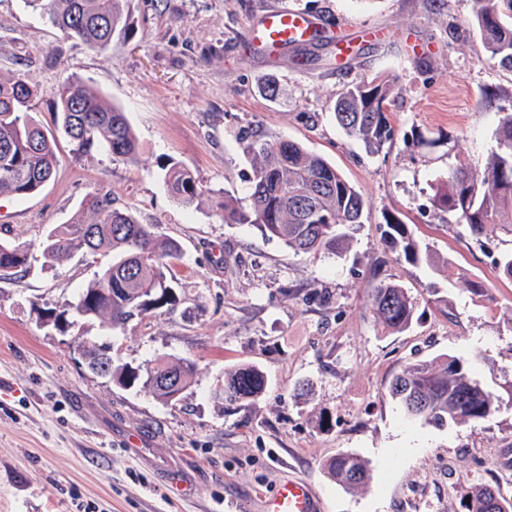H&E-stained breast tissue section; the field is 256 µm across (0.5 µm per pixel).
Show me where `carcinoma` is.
Instances as JSON below:
<instances>
[{"mask_svg":"<svg viewBox=\"0 0 512 512\" xmlns=\"http://www.w3.org/2000/svg\"><path fill=\"white\" fill-rule=\"evenodd\" d=\"M26 7L47 16L64 35L77 38L101 54L114 35L125 29V0H24ZM474 21L487 57L512 69V0H475ZM392 84L375 77L349 85L334 101L336 122L345 132L377 151L391 137L385 115ZM34 87L28 74L16 69L0 75V198H24L36 193L55 172L56 143L32 115ZM59 129L81 146L101 142L116 157L134 162L141 151L126 113L104 101L91 84L65 80L55 104ZM497 149L487 161L448 173L435 188V206L457 215L474 236L499 229L512 236V101L498 112ZM251 157L248 176L249 207L241 209L226 196L215 200L226 224H254L268 238L281 241L296 254H324L340 258L350 231L363 223L367 208L362 194L326 159L294 141L261 135L249 129L242 136ZM169 192L187 206L202 200L203 186L194 175L172 164L164 174ZM388 243L410 263H431L421 246L399 221L387 222ZM76 251L104 253L112 263L79 289L73 308L81 315L101 318L122 328L133 317H145L173 302L168 279L170 265L182 255L172 239L159 235L152 224H141L128 211L112 207V196L99 190L87 193L80 216L48 232L42 241L46 263ZM31 254L20 244L0 242V272L27 270ZM369 311L387 331H403L415 315L406 289L394 281L373 288ZM170 372L181 375L180 390L192 383L193 362L157 360L140 369L142 381L154 397L172 402L161 384ZM268 381L254 365L241 366L224 376V391L216 398L229 403L255 399ZM390 394L407 413L437 427L484 420L496 413L501 399L474 377L471 363L445 355L408 365L390 383ZM329 474L348 488L369 480L367 462L351 452H339L327 465ZM494 490L479 488L466 504L467 512H488Z\"/></svg>","mask_w":512,"mask_h":512,"instance_id":"carcinoma-1","label":"carcinoma"}]
</instances>
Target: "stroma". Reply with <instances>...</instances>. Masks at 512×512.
<instances>
[{
  "instance_id": "1",
  "label": "stroma",
  "mask_w": 512,
  "mask_h": 512,
  "mask_svg": "<svg viewBox=\"0 0 512 512\" xmlns=\"http://www.w3.org/2000/svg\"><path fill=\"white\" fill-rule=\"evenodd\" d=\"M276 6L315 16L319 39L272 56L250 50V24ZM474 11V0H130L125 31L100 54L24 0H0V71L23 62L35 119L55 130L58 88L79 79L126 113L142 145L132 164L58 136L52 180L0 199V241L32 254L27 271L0 278V512H76L79 501L95 512H236L235 502L271 496L291 475L309 481L323 512H466L477 485L512 497V280L496 270L512 237H473L432 201L450 170L491 155L497 112L512 99V70L486 57ZM362 24L388 35L339 56L337 42ZM378 75L394 84L393 135L372 153L331 105ZM250 122L321 155L362 193L368 207L343 257L290 253L213 207L226 194L249 204L237 131ZM171 163L209 198L188 207L172 197ZM94 189L179 242L177 301L122 329L73 313L59 330L40 310L73 302L110 259L79 252L47 267L41 243ZM390 217L435 263H408L386 246ZM477 279L480 296L467 286ZM383 280L416 303L405 330L384 331L369 312ZM89 340L116 365L189 359L195 380L161 404L88 370L79 347ZM442 354L472 362L502 397L498 412L443 428L406 414L391 379ZM241 365L266 375L265 393L215 400ZM340 451L368 461L364 488L330 476Z\"/></svg>"
}]
</instances>
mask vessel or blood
Segmentation results:
<instances>
[{
  "mask_svg": "<svg viewBox=\"0 0 512 512\" xmlns=\"http://www.w3.org/2000/svg\"><path fill=\"white\" fill-rule=\"evenodd\" d=\"M317 30L314 17L290 7H274L264 11L250 28L251 41L266 53H281L292 45L307 43ZM261 512H322L321 501L305 479L294 476L285 481L278 492L261 499Z\"/></svg>",
  "mask_w": 512,
  "mask_h": 512,
  "instance_id": "b4317fda",
  "label": "vessel or blood"
}]
</instances>
